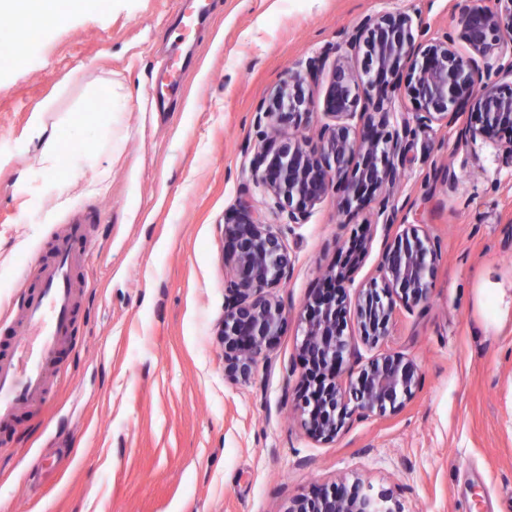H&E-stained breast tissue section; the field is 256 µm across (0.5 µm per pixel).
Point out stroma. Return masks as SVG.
Instances as JSON below:
<instances>
[{"mask_svg": "<svg viewBox=\"0 0 512 512\" xmlns=\"http://www.w3.org/2000/svg\"><path fill=\"white\" fill-rule=\"evenodd\" d=\"M187 0H107L33 34L0 67V321L78 211H90L88 286L49 402L0 424V512H285L339 478L388 491L400 512H512V139L465 145L414 127L393 225L372 194L353 216L329 192L280 226L291 258L272 290L286 322L249 381L224 375V216L267 223L251 162L259 107L287 68L324 55L365 16L400 10L425 38L457 34L468 0H222L182 48L169 109L147 89ZM120 85L122 111L75 121ZM52 100L67 159L37 162L33 111ZM415 224L437 241L432 296L398 312L386 350L422 382L403 408L351 418L327 443L289 410L305 303L355 238L371 241L349 298L378 277L387 240Z\"/></svg>", "mask_w": 512, "mask_h": 512, "instance_id": "1", "label": "stroma"}]
</instances>
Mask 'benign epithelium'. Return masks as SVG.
<instances>
[{
	"instance_id": "1",
	"label": "benign epithelium",
	"mask_w": 512,
	"mask_h": 512,
	"mask_svg": "<svg viewBox=\"0 0 512 512\" xmlns=\"http://www.w3.org/2000/svg\"><path fill=\"white\" fill-rule=\"evenodd\" d=\"M413 17L401 11L365 16L334 47L339 62L328 79L323 126L318 142L297 132L308 111L307 87L319 81L322 61L310 57L302 70L284 72L280 83L263 101L260 113L274 129L264 138L252 160L255 183L264 189L272 214L286 224H304L329 190L342 193L340 210L350 216L363 208L364 192L392 191L403 177L410 121L453 128L465 115L475 117L459 131L460 140L491 139L512 133V90L500 83L512 79V58L500 45L512 38V0H470L458 36L416 41ZM463 43L462 53L457 43ZM363 55L362 84L345 59ZM407 72V93L416 102L412 117H403L401 130L384 133L393 113L392 101L374 96L378 85L396 84ZM358 119L359 125L352 124ZM227 311L219 329L224 346V375L232 380L251 378L261 356L279 336L285 321L282 303L266 293L290 267L288 248L275 225L264 222L242 205L224 225ZM438 244L427 232L409 224L388 244L379 263L381 282H370L356 303L363 343L376 349L386 343L389 324L398 310L407 312L429 300ZM346 273H329L326 288L306 302L300 359L306 373L299 388L297 410L309 437L326 442L335 438L347 417L366 419L396 410L421 383L418 364L395 352L358 356L348 403L336 376L344 355L352 351L344 335ZM390 494L355 481L291 500L285 512H398L388 505Z\"/></svg>"
}]
</instances>
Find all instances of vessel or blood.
Segmentation results:
<instances>
[{
    "instance_id": "obj_1",
    "label": "vessel or blood",
    "mask_w": 512,
    "mask_h": 512,
    "mask_svg": "<svg viewBox=\"0 0 512 512\" xmlns=\"http://www.w3.org/2000/svg\"><path fill=\"white\" fill-rule=\"evenodd\" d=\"M88 222L86 216H74L49 258L28 272L33 288L12 323L6 350L0 351V421L46 403L52 379L61 374L58 354L74 334L78 249L92 245Z\"/></svg>"
}]
</instances>
